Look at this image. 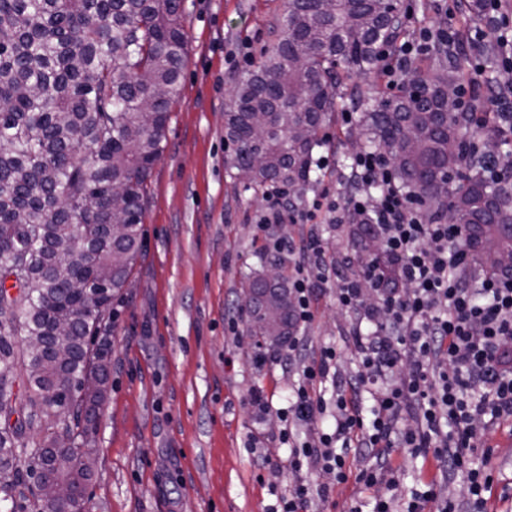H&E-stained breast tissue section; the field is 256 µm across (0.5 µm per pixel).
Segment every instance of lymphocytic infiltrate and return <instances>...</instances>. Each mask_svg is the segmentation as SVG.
<instances>
[{
	"label": "lymphocytic infiltrate",
	"mask_w": 512,
	"mask_h": 512,
	"mask_svg": "<svg viewBox=\"0 0 512 512\" xmlns=\"http://www.w3.org/2000/svg\"><path fill=\"white\" fill-rule=\"evenodd\" d=\"M324 208L340 224L355 216L370 219L379 248L362 274L336 286L338 305L358 326L351 333L357 369L334 403L324 400L322 386L336 375L335 347L312 354L308 337L292 335L287 354L278 359L298 373L289 407L277 410L279 441L291 450L289 468L323 472L339 484L352 479L369 489L390 468V449L428 450L448 474H465L466 493L456 499L431 482L412 492L405 512H487L493 470L484 462L472 465L471 458L483 445L484 429L512 420V276H490L472 287L460 226L422 212L398 188L383 153L355 156L343 205L316 198L300 209L294 191L274 187L264 196L257 224L263 230L310 223ZM262 248L292 255L293 322L310 326L315 283L325 280L329 265L322 238L312 230L297 243L265 239ZM366 390L373 400L368 417L359 402ZM328 412L335 419L330 433L303 439L289 424ZM361 448L372 462L351 470L347 458Z\"/></svg>",
	"instance_id": "1"
}]
</instances>
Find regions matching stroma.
<instances>
[{
	"label": "stroma",
	"instance_id": "obj_1",
	"mask_svg": "<svg viewBox=\"0 0 512 512\" xmlns=\"http://www.w3.org/2000/svg\"><path fill=\"white\" fill-rule=\"evenodd\" d=\"M407 37L445 25L462 30L471 61L496 53L498 25L462 26L453 0H404ZM188 39L182 91L172 107L163 152L148 183L143 215V249L130 285L112 303V324L103 337L109 376L97 408L96 432L87 447L95 460L86 512H269L278 496L298 481L330 483L319 472H294L287 445L277 436L278 409L287 407L294 376L280 365L255 362L257 351L286 354L287 343L252 335L243 294L265 265L291 270L288 254L265 253L254 242L263 195L232 177L233 145L224 138V113L235 78L257 65L278 34L285 0H182ZM354 124L334 115L323 132L320 152L329 164L299 196L343 200L349 165L357 153ZM331 260L352 276L362 267V244L349 224H322ZM239 320L238 333L224 327ZM308 331L313 346L341 352L339 373L357 368L347 335L349 313L324 286L315 300ZM273 397V411L259 413L250 391ZM261 439L263 462L243 446ZM498 512H512L502 487L512 481V425L494 429ZM394 473L381 491L403 512L412 491L436 481L462 494L463 480H448L432 455L405 448L390 451ZM328 500L311 512H371L374 501L359 485L330 483Z\"/></svg>",
	"mask_w": 512,
	"mask_h": 512
}]
</instances>
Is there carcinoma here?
Segmentation results:
<instances>
[{
    "label": "carcinoma",
    "instance_id": "cac0c4a2",
    "mask_svg": "<svg viewBox=\"0 0 512 512\" xmlns=\"http://www.w3.org/2000/svg\"><path fill=\"white\" fill-rule=\"evenodd\" d=\"M481 20L484 0H462ZM391 0H287L276 41L239 76L224 113L231 164L258 189L303 187L315 173L319 131L351 103L363 151H381L398 185L458 224L469 275L511 274L512 176L489 167L465 112L448 111L464 69L452 44L416 68L407 90L375 105L370 92H337L338 67L374 72L379 48L400 37ZM188 52L181 0H0V503L21 512L30 483L66 484L85 501L94 460L61 431H93L99 391L78 388L109 374L98 336L140 253L148 179L180 97ZM485 84H497L484 54ZM89 148L87 161L81 150ZM255 336H288L285 282L257 276L247 294ZM284 308L280 324L265 308ZM26 348L18 353L17 337ZM56 413L63 429L44 424Z\"/></svg>",
    "mask_w": 512,
    "mask_h": 512
}]
</instances>
